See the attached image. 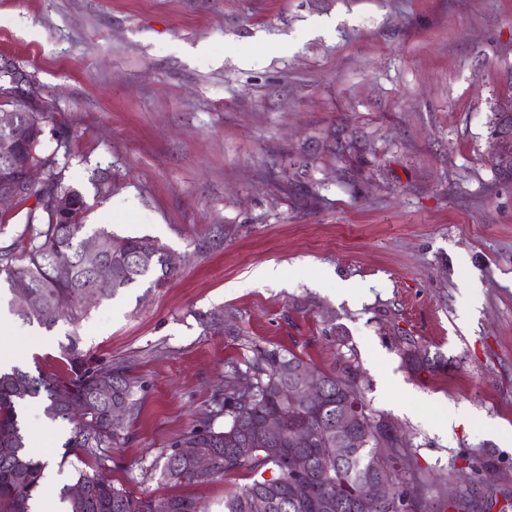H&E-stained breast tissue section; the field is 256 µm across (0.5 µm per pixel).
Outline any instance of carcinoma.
Masks as SVG:
<instances>
[{
  "instance_id": "obj_1",
  "label": "carcinoma",
  "mask_w": 512,
  "mask_h": 512,
  "mask_svg": "<svg viewBox=\"0 0 512 512\" xmlns=\"http://www.w3.org/2000/svg\"><path fill=\"white\" fill-rule=\"evenodd\" d=\"M15 137L21 152H34L46 166V187L29 191L18 200L27 209L26 227L19 244L0 248V286L7 288L6 304L10 314L25 323L50 330L60 321L77 326L89 314L92 303L87 297L110 299L141 283L159 288L169 282L175 268L168 263L169 248L149 235L123 236L124 249L112 253L106 262L90 267L81 256L85 239L97 237L106 242L118 234L105 227L88 230L90 210L82 190L64 182L58 170V153L68 149L69 140L55 138L56 146L45 148V120L41 112H20ZM64 200L69 213L58 212L53 200ZM24 279L36 295L44 312L28 313L17 305L14 283ZM69 297L68 308L58 310L60 296ZM63 346V374H38L19 367L0 373V512H30L29 502L41 489L46 467L39 455L27 449V437L19 420L21 407L38 403L45 417L53 422L73 425L72 435L64 444L66 455L88 459L86 468L76 469L75 483L85 489L81 499L71 496L73 485L60 488V499L68 512H154V503L163 499L171 512H206L193 499L179 494L159 498L137 495L112 483L105 449L112 447L125 420L110 416L114 402L126 405V420L139 414L136 381L121 364L95 365L80 348L77 334L67 335ZM251 356L240 364L229 362L224 375V392L214 401L212 410L202 420L177 438L165 457L161 478L174 483L206 484L226 475L246 473L251 482L224 500V512H251L255 495L272 494L288 488L295 479L290 455L306 461L304 480L314 490V499L295 506L279 497L270 512H324L320 502L340 499L349 503L364 502L373 482L384 478L391 483L393 502L380 512H431L427 504L412 491L415 482L408 445L382 414L373 412L364 399L360 368L351 358H342L336 370L322 371L301 356L277 348L250 344ZM302 368L318 376L324 386L322 405L288 401L290 369ZM110 384L111 394L100 392V385ZM254 399L251 406L242 404L247 392ZM77 402L71 409L62 397ZM354 401L361 420L355 422L356 435L343 452H336V435L327 428L336 419V410ZM288 412V421L278 437H268L258 429L262 415ZM224 417V425L215 419ZM322 424L301 446L292 445V435L304 424ZM181 448H202L212 462V473L200 476L189 461L179 454ZM245 448L243 455L234 453Z\"/></svg>"
}]
</instances>
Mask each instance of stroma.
<instances>
[{
  "label": "stroma",
  "instance_id": "35a3bbf8",
  "mask_svg": "<svg viewBox=\"0 0 512 512\" xmlns=\"http://www.w3.org/2000/svg\"><path fill=\"white\" fill-rule=\"evenodd\" d=\"M1 66L68 135L59 165L93 227L180 261L79 329L0 324L24 370H62L75 331L139 381L116 487L224 512L248 476L174 489L160 466L256 342L324 371L355 358L433 512L461 467L475 512H501L481 505L492 491L512 500V180L488 140L512 99V0H0ZM265 265L279 278L253 281ZM42 417L22 412L72 482L71 427Z\"/></svg>",
  "mask_w": 512,
  "mask_h": 512
}]
</instances>
